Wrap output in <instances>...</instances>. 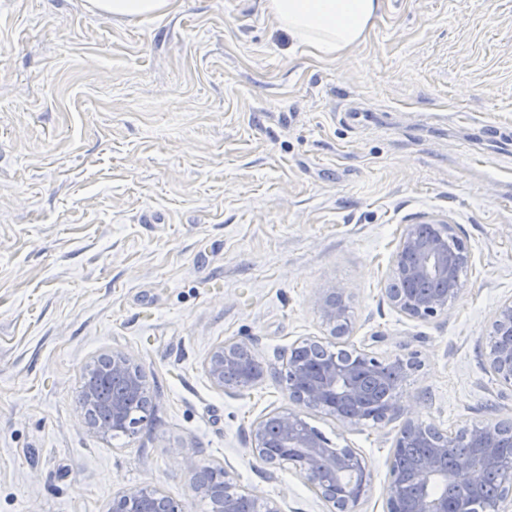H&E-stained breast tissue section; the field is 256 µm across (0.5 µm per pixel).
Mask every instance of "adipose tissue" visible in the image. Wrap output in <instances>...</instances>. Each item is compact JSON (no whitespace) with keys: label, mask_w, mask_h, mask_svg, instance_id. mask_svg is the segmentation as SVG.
Segmentation results:
<instances>
[{"label":"adipose tissue","mask_w":512,"mask_h":512,"mask_svg":"<svg viewBox=\"0 0 512 512\" xmlns=\"http://www.w3.org/2000/svg\"><path fill=\"white\" fill-rule=\"evenodd\" d=\"M384 0H264L278 25L309 54L334 59L359 43L378 18ZM89 10L144 18L175 12L177 0H86Z\"/></svg>","instance_id":"1"}]
</instances>
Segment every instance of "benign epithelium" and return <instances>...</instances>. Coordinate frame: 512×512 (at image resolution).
<instances>
[{"label":"benign epithelium","mask_w":512,"mask_h":512,"mask_svg":"<svg viewBox=\"0 0 512 512\" xmlns=\"http://www.w3.org/2000/svg\"><path fill=\"white\" fill-rule=\"evenodd\" d=\"M426 223L437 225L440 231L424 238L412 225L402 234L392 255L386 288L390 305L400 315L415 320L435 318L448 311V301L462 292L457 271L468 265L471 258L446 219L432 216ZM350 295V287L339 284L320 292L315 299L322 320L336 338L349 333ZM490 336L488 367L503 385L512 387V299L495 310ZM103 363L112 377L124 381L125 390L112 393L106 403L112 421H95L84 412L80 420L98 434L108 435L117 429L133 434L139 421L126 416L125 400L134 393L147 394L144 376L122 353L104 357ZM391 366L403 371L413 367L414 361H383L357 348L333 352L319 340L304 339L288 351V397L293 403L321 408L339 425L350 427L364 419L357 408L368 399L365 375L384 378ZM206 371L216 386L231 392L258 383L265 369L246 344L231 341L213 350ZM388 395L387 404L375 416L381 421L404 418L394 454L405 448L428 447L430 451L418 463L391 467L386 512H449L448 498L438 488L453 485L465 499L481 487L500 462L502 429L511 428L512 423L491 421L450 434L439 429L430 432L426 423L412 416L398 386H390ZM251 440L253 453L267 466L294 465L331 512H352L368 494L371 473L362 456L351 448H327L325 438L290 407L256 420L251 427ZM199 492L210 500L212 512H249L248 505L254 501V495L236 490L227 473L223 487L206 483L199 487ZM509 502L512 503L511 467L503 472L498 490L480 504L477 512H508ZM110 512H181V508L158 490L145 487L114 497Z\"/></svg>","instance_id":"1"}]
</instances>
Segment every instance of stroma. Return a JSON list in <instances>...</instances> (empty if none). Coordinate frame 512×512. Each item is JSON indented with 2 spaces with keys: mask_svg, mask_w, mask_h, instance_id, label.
Here are the masks:
<instances>
[{
  "mask_svg": "<svg viewBox=\"0 0 512 512\" xmlns=\"http://www.w3.org/2000/svg\"><path fill=\"white\" fill-rule=\"evenodd\" d=\"M512 0H385L335 60L302 51L263 0H181L133 21L85 0H0V512H109L152 487L209 512L181 448L280 512H329L292 465L251 451L289 406V348L330 328L317 293L351 288L344 341L415 357L399 389L442 430L512 419L490 321L512 299ZM448 219L471 253L427 320L385 296L410 224ZM246 343L266 373L233 393L205 369ZM128 355L152 415L113 439L77 421L80 377ZM385 512L402 422L340 426Z\"/></svg>",
  "mask_w": 512,
  "mask_h": 512,
  "instance_id": "1",
  "label": "stroma"
}]
</instances>
